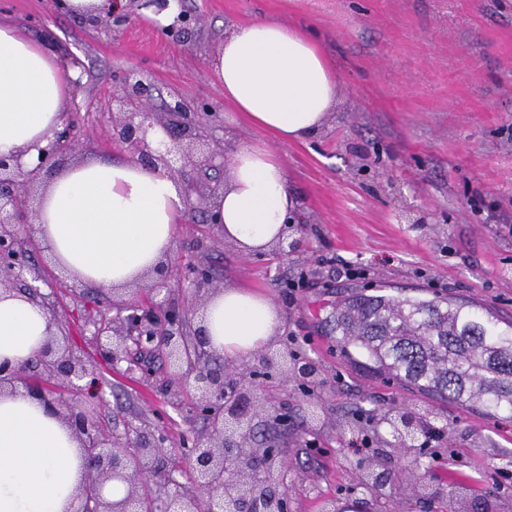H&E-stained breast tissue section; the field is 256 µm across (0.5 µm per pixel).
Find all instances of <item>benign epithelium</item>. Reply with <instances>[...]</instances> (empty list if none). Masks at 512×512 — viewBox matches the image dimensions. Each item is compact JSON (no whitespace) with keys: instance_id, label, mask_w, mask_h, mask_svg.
<instances>
[{"instance_id":"obj_1","label":"benign epithelium","mask_w":512,"mask_h":512,"mask_svg":"<svg viewBox=\"0 0 512 512\" xmlns=\"http://www.w3.org/2000/svg\"><path fill=\"white\" fill-rule=\"evenodd\" d=\"M195 18L179 10L174 21L161 29L172 35L190 28ZM156 88L143 74L127 70L119 78L112 99V144L124 150L130 162L160 168L176 179L189 210L219 197L223 188L201 179L183 177L185 168L199 173L224 169V143L212 148V131L218 113L209 103H192L171 92L161 110L154 106ZM78 142L69 131L54 132L40 150L37 162L28 167L17 155H0V286L21 284L31 299L41 297L48 280L30 273L35 245V221L29 195L42 177L63 165ZM171 270L160 265L145 287L152 294L148 306L115 300L100 292L101 303L118 310L117 317L92 322L93 345L99 355L115 362L130 351L149 353L158 348L168 362L171 379L193 383L198 393L194 412L207 421V429L194 437L190 464L197 491L192 495L172 493V479L163 468L166 438L144 424H128L124 433L103 428L93 414L64 399L57 391L83 389L89 375L86 360L66 341L62 325L50 314L55 330L49 332L35 361L17 369L0 362V394L15 391L14 383L24 371L39 375L25 384L28 395L70 429L85 452L86 482L79 512H138V485H155L157 512H288V491L279 473L284 467L276 448L254 446L252 419L267 408L258 400L257 381L279 370L293 378L299 364L288 349H268L252 363L236 371L235 380L204 363L210 357L207 329L199 324L192 333L187 326L194 307L172 298ZM194 297L211 291L212 277L203 267L187 277ZM118 482L125 488L119 499L103 495L104 487Z\"/></svg>"}]
</instances>
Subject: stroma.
Listing matches in <instances>:
<instances>
[{
  "label": "stroma",
  "mask_w": 512,
  "mask_h": 512,
  "mask_svg": "<svg viewBox=\"0 0 512 512\" xmlns=\"http://www.w3.org/2000/svg\"><path fill=\"white\" fill-rule=\"evenodd\" d=\"M126 21L93 26L57 0H0V21L23 30L59 62L80 60L81 89L63 119L79 158L124 159L110 140L116 78L144 74L161 91L229 113L213 61L224 38L256 19L307 31L331 60L336 107L316 136L281 143L244 122H225L227 148L265 144L283 162L299 224L298 253H247L209 238L202 214L174 228L179 272L210 267L218 287L267 296L283 315L282 346L318 371L309 389L281 376L256 392L288 427L269 432L288 471V512H512V421L433 399L385 378L336 345L325 318L353 290L401 297H453L512 318V0H183L197 19L176 36L123 0ZM35 255L71 340L85 349L103 398L76 399L114 429L135 418L167 437L177 488L191 492L186 453L206 423L186 385L170 393L164 356L152 374L137 351L111 363L89 342L96 293L57 273L47 248ZM403 408L444 430L431 471L412 454L373 452L368 410ZM388 471L383 496L358 486L361 473Z\"/></svg>",
  "instance_id": "1"
}]
</instances>
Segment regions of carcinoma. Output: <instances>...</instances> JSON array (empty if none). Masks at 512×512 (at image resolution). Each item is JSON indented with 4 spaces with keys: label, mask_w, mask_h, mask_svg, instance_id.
Instances as JSON below:
<instances>
[{
    "label": "carcinoma",
    "mask_w": 512,
    "mask_h": 512,
    "mask_svg": "<svg viewBox=\"0 0 512 512\" xmlns=\"http://www.w3.org/2000/svg\"><path fill=\"white\" fill-rule=\"evenodd\" d=\"M475 303L351 292L325 318L330 335L366 366L440 398L512 421V320L482 317ZM396 410L376 411V434L404 448Z\"/></svg>",
    "instance_id": "obj_1"
}]
</instances>
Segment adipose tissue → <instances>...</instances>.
Segmentation results:
<instances>
[{
  "mask_svg": "<svg viewBox=\"0 0 512 512\" xmlns=\"http://www.w3.org/2000/svg\"><path fill=\"white\" fill-rule=\"evenodd\" d=\"M214 68L224 101L246 123L281 141L313 136L334 107L336 72L303 31L254 20L224 39ZM74 77L38 43L0 23V155L37 160L60 121ZM230 179L214 212L224 238L249 253L276 243L296 199L286 172L266 147L246 146L226 158ZM38 237L63 272L106 289L124 288L167 261L175 225L189 222L179 183L128 161L88 159L49 179L39 200ZM46 310L0 290V361L30 363L46 336ZM281 315L256 292L227 287L208 301L210 350L241 359L266 349ZM84 479L68 428L18 391L0 395V512H77Z\"/></svg>",
  "mask_w": 512,
  "mask_h": 512,
  "instance_id": "adipose-tissue-1",
  "label": "adipose tissue"
}]
</instances>
